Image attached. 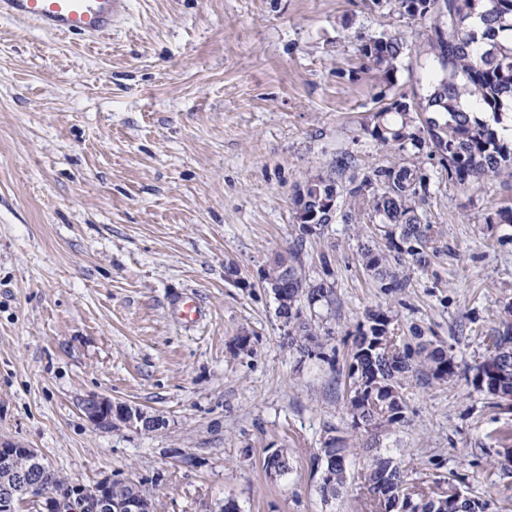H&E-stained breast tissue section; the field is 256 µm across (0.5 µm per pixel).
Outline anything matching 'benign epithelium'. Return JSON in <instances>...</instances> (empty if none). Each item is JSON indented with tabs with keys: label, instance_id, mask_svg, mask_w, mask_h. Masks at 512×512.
<instances>
[{
	"label": "benign epithelium",
	"instance_id": "obj_1",
	"mask_svg": "<svg viewBox=\"0 0 512 512\" xmlns=\"http://www.w3.org/2000/svg\"><path fill=\"white\" fill-rule=\"evenodd\" d=\"M79 409L86 420L97 429H106L117 422L147 432L161 426L160 418L150 416L138 408L108 397L90 395L83 399ZM39 459L33 448L0 443V465L12 467L8 478L0 482V512H22L24 505L33 503L39 512H76L75 499L70 495L47 494L39 482L26 480L25 467ZM126 480L106 476L92 485L75 484L77 495L94 498L102 512H152V497L141 486L123 498L112 497L114 484Z\"/></svg>",
	"mask_w": 512,
	"mask_h": 512
}]
</instances>
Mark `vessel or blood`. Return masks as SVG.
<instances>
[{
    "label": "vessel or blood",
    "instance_id": "b4317fda",
    "mask_svg": "<svg viewBox=\"0 0 512 512\" xmlns=\"http://www.w3.org/2000/svg\"><path fill=\"white\" fill-rule=\"evenodd\" d=\"M130 13V0H0V15L63 37L91 38Z\"/></svg>",
    "mask_w": 512,
    "mask_h": 512
}]
</instances>
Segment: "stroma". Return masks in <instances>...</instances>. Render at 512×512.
I'll return each mask as SVG.
<instances>
[{"mask_svg": "<svg viewBox=\"0 0 512 512\" xmlns=\"http://www.w3.org/2000/svg\"><path fill=\"white\" fill-rule=\"evenodd\" d=\"M394 30L415 44L426 34L364 0H132L91 39L0 17V442L77 483L142 484L154 512H366L358 487L376 453L426 479L464 477L512 512L500 456L512 403L473 383L512 301V227L484 226L512 183L463 190L424 161L440 255L402 292L364 269L352 225L309 238L307 274L334 287L331 305L298 303L310 355L288 348L260 280L296 236L305 172L343 154L357 177L392 160L363 130L381 80L356 46ZM185 296L203 310L190 324ZM376 306L406 343L417 329L444 342L456 373L409 378L404 423L354 448L346 487L327 499L315 457L355 434L351 344ZM241 336L251 355L236 354ZM92 394L163 425L94 428L78 408ZM276 449L290 469L273 478L263 460Z\"/></svg>", "mask_w": 512, "mask_h": 512, "instance_id": "35a3bbf8", "label": "stroma"}]
</instances>
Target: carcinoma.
<instances>
[{
	"label": "carcinoma",
	"mask_w": 512,
	"mask_h": 512,
	"mask_svg": "<svg viewBox=\"0 0 512 512\" xmlns=\"http://www.w3.org/2000/svg\"><path fill=\"white\" fill-rule=\"evenodd\" d=\"M398 12L427 23L426 40L419 47L430 62V87L411 99L388 96L395 73L410 57L411 45L397 33L360 38L356 53L367 69L381 76L376 94L380 104L364 130L381 146L393 149L398 160L372 169L361 181L338 183L335 175L351 167L346 156L336 158L330 170L308 171L295 186L306 189L309 211L318 225L335 219L360 224L374 219L372 240L362 244V266L383 288L403 291L410 269L428 268L437 250L439 231L430 224L421 205L431 197V177L418 164L419 154L438 160L448 183L467 188L491 176L512 179V146L487 120L484 112H498L504 99L512 100V0H397ZM298 234L292 244L273 255L268 267L288 274V289L277 303V314L288 319V346L309 354L313 333L301 320L297 301L309 305L331 303L333 290L323 281L307 278L303 262L307 239L315 235L308 220L294 214ZM486 231L503 224L512 227V206L484 217ZM498 336L476 365L478 387L502 402L512 401V302L503 305ZM348 376L351 391L347 409L353 428L378 436L405 421V379L424 371L437 379L455 374L456 363L446 347L431 340L412 348L401 342L391 310L369 308L357 326ZM351 444L331 437L317 456L322 466L320 492L336 496L347 482ZM33 475L47 490L69 492L68 479L38 465ZM443 481L417 480L388 457L373 458L363 486L369 512H447L443 499H455L456 512H490L487 499L471 497Z\"/></svg>",
	"instance_id": "cac0c4a2"
}]
</instances>
